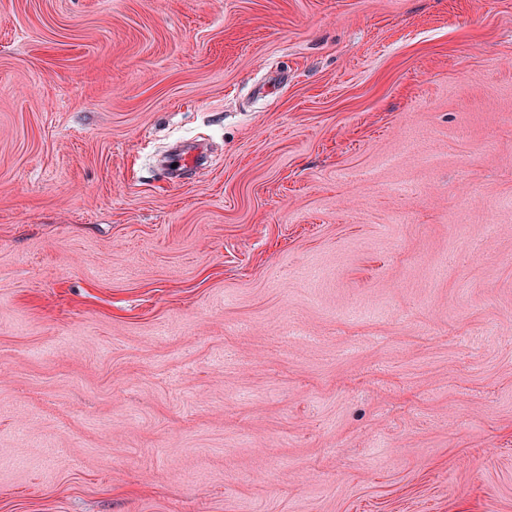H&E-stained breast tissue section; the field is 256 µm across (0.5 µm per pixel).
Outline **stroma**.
Masks as SVG:
<instances>
[{"label":"stroma","instance_id":"1","mask_svg":"<svg viewBox=\"0 0 512 512\" xmlns=\"http://www.w3.org/2000/svg\"><path fill=\"white\" fill-rule=\"evenodd\" d=\"M0 512H512V0H0Z\"/></svg>","mask_w":512,"mask_h":512}]
</instances>
